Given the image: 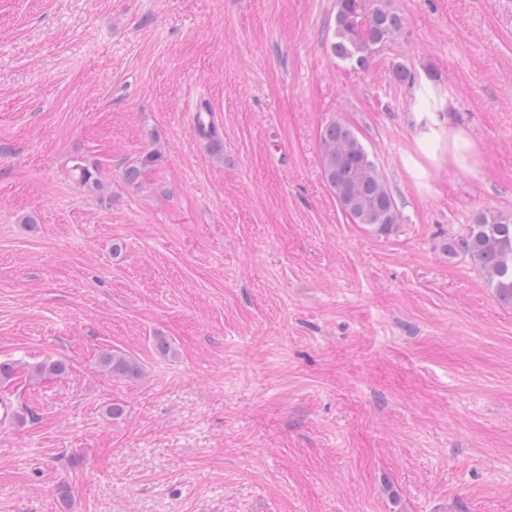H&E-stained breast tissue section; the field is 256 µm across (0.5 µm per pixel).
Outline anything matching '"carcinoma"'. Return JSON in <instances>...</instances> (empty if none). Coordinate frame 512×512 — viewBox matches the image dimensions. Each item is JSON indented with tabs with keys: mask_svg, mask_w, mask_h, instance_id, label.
Returning <instances> with one entry per match:
<instances>
[{
	"mask_svg": "<svg viewBox=\"0 0 512 512\" xmlns=\"http://www.w3.org/2000/svg\"><path fill=\"white\" fill-rule=\"evenodd\" d=\"M404 26L405 20L394 10L391 0H336L329 52L334 58L365 70L375 50L395 40ZM320 150L323 178L351 222L377 235L393 233L400 222L399 209L376 161L355 130L339 120L329 123L321 135ZM160 158L157 150L141 155L126 168L125 180L138 183ZM74 171L82 185L100 187L98 167L78 161ZM443 251L450 257L468 255L498 296L512 301V212L477 215L467 234L443 243ZM100 362L116 377L131 380L141 374L140 365L124 354L106 352ZM24 376L18 363L0 362L1 386Z\"/></svg>",
	"mask_w": 512,
	"mask_h": 512,
	"instance_id": "cac0c4a2",
	"label": "carcinoma"
}]
</instances>
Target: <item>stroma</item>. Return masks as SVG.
Listing matches in <instances>:
<instances>
[{
  "mask_svg": "<svg viewBox=\"0 0 512 512\" xmlns=\"http://www.w3.org/2000/svg\"><path fill=\"white\" fill-rule=\"evenodd\" d=\"M392 6L403 34L357 70L336 0H0V362L67 367L8 389L0 512H512V303L441 249L512 211V0ZM432 109L474 171L422 149ZM335 120L390 235L323 178ZM320 150L323 178L351 222L377 235L393 233L400 222L399 209L355 130L332 121L321 135ZM161 158L158 150L149 151L141 155L134 164L126 168L124 172L125 180L130 184H137L146 171L156 166ZM100 362L102 367L112 376L136 379L141 374L140 365L132 358L116 352L103 353Z\"/></svg>",
  "mask_w": 512,
  "mask_h": 512,
  "instance_id": "1",
  "label": "stroma"
}]
</instances>
